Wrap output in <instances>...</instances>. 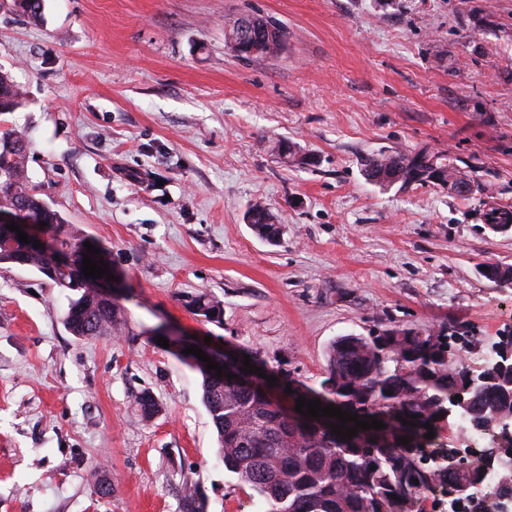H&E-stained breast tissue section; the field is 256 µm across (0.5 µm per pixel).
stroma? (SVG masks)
<instances>
[{
    "label": "stroma",
    "mask_w": 512,
    "mask_h": 512,
    "mask_svg": "<svg viewBox=\"0 0 512 512\" xmlns=\"http://www.w3.org/2000/svg\"><path fill=\"white\" fill-rule=\"evenodd\" d=\"M253 14L287 29L279 55L226 51ZM0 70L24 92L0 131L28 141L62 236L106 249L124 321L73 336L76 291L0 264V512H180L186 481L205 512H264L218 458L200 371L156 331L316 389L344 336L512 328V281L484 274L512 265V228L484 219L512 209V0H43L36 24L0 0ZM398 148L444 156L467 192L367 181L363 158ZM258 201L278 242L247 222ZM201 291L219 321L186 307Z\"/></svg>",
    "instance_id": "stroma-1"
}]
</instances>
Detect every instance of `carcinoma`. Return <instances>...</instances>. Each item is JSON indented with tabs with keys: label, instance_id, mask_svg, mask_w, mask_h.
<instances>
[{
	"label": "carcinoma",
	"instance_id": "carcinoma-1",
	"mask_svg": "<svg viewBox=\"0 0 512 512\" xmlns=\"http://www.w3.org/2000/svg\"><path fill=\"white\" fill-rule=\"evenodd\" d=\"M43 0H15L30 20L42 15ZM258 25L271 32L272 43L248 46L237 58L250 60L275 56L288 41L285 28L257 16ZM23 94L8 74H0V114L13 112ZM277 152L305 164L307 156L288 140ZM28 142L12 131L0 133V210L18 207L34 223L60 224L58 214L37 196L27 175ZM366 180L384 186L438 182L453 185L452 165L426 151L394 150L364 158ZM250 224L263 239L280 238L269 209L250 207ZM34 268L41 272L49 258L31 254L25 244L7 237L0 226V264ZM47 278L62 288L79 290L65 315L68 330L79 338L107 336L119 330L120 309L76 284L63 271ZM194 314L213 321L222 315V304L205 292L188 297ZM480 340L465 326L450 324L425 333L392 327L368 336H344L328 354L326 376L320 383L328 404L386 424L369 429L362 437L342 439L318 426L317 418L300 414L273 400L259 387L240 386L211 376L204 367L202 399L217 430L218 454L227 471L237 475L263 499L264 512H420L423 495L437 487L446 492L462 483L484 484L459 452L440 451L451 421L461 419L470 427H493L499 442L485 451L483 467L495 470L494 489L512 490V473L497 468L502 450L512 448V431L499 423L512 416V332L498 336L500 354L477 369L464 365L462 353L477 348ZM141 420L148 423L160 413L151 393L136 400ZM417 415L411 419L410 415ZM414 421L403 424L399 418ZM435 437L425 438L429 428ZM405 436L409 443H399ZM181 512H205L195 485L181 489Z\"/></svg>",
	"mask_w": 512,
	"mask_h": 512
}]
</instances>
